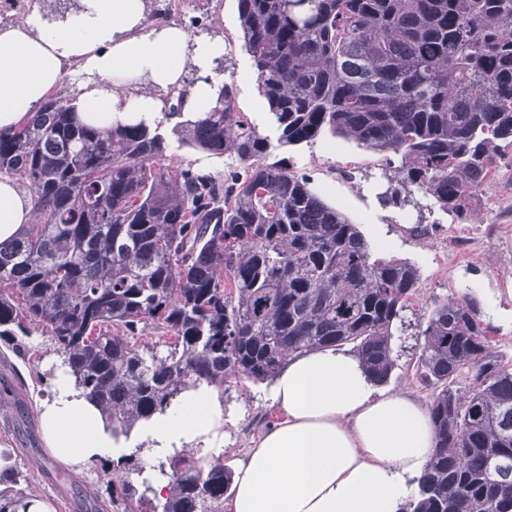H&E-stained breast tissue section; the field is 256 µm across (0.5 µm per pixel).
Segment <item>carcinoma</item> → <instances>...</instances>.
Here are the masks:
<instances>
[{
    "mask_svg": "<svg viewBox=\"0 0 512 512\" xmlns=\"http://www.w3.org/2000/svg\"><path fill=\"white\" fill-rule=\"evenodd\" d=\"M46 16L79 0H41ZM243 44L284 147L328 132L393 157L395 179L459 219L512 148V0H237ZM178 123L181 144L236 159L224 184L172 166L148 124L95 128L49 97L0 132V175L27 184L35 224L0 244V340L37 328L112 433L203 384L273 380L293 355L353 345L375 384L420 280L372 258L234 106ZM155 339L145 340V330ZM467 296L434 303L416 377L433 390L435 445L400 512H512V364ZM470 382L459 393L460 384ZM168 493L113 480L121 512H224L232 472L182 450L158 466ZM0 470V512L25 499Z\"/></svg>",
    "mask_w": 512,
    "mask_h": 512,
    "instance_id": "cac0c4a2",
    "label": "carcinoma"
}]
</instances>
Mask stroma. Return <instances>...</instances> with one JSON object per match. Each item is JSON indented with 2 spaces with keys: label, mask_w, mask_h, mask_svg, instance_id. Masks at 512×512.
<instances>
[{
  "label": "stroma",
  "mask_w": 512,
  "mask_h": 512,
  "mask_svg": "<svg viewBox=\"0 0 512 512\" xmlns=\"http://www.w3.org/2000/svg\"><path fill=\"white\" fill-rule=\"evenodd\" d=\"M169 20L184 25L192 35L223 38L224 77L235 84L236 110L267 138L271 160H286L322 200L358 224L373 256L404 259L418 268L419 288L403 313L405 325L395 339L396 367L388 388L408 391L429 403L431 389L415 376L419 325L436 301L449 297L477 301L483 319L494 329L495 351L512 361V152L489 175L467 218L478 229L475 239L467 248H459L452 237L457 219L429 208L422 191L401 193L396 206L385 203L391 168L384 154L328 134L307 144L280 146L279 131L258 92L255 68L243 47L237 0H179ZM170 153L182 168L219 180L227 171L225 157L175 140ZM340 164L356 168L357 182L337 179L335 169ZM26 343L32 349L28 356L0 342V385L13 389L8 402L0 404V448L10 449L12 459L18 461L26 476L21 484L26 494L46 500L52 512H86V503L103 494L112 464L101 461L76 472L50 453L39 426L38 404L50 393L49 371L58 357L41 331H32ZM265 389V384L241 381L225 391L224 411L236 421L221 452L225 467H234L269 424Z\"/></svg>",
  "instance_id": "35a3bbf8"
}]
</instances>
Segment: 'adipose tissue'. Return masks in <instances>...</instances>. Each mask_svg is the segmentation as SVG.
I'll return each mask as SVG.
<instances>
[{
    "mask_svg": "<svg viewBox=\"0 0 512 512\" xmlns=\"http://www.w3.org/2000/svg\"><path fill=\"white\" fill-rule=\"evenodd\" d=\"M60 19L33 12L21 25L0 27V130L22 124L66 74H89L77 116L112 126L162 118L161 93L197 78L181 109L193 120L217 104V66L224 42L194 37L180 26H148L144 0H80ZM33 222L32 201L0 179V243ZM275 422L240 460L225 512H397L434 448L428 408L404 391L379 393L358 358L333 348L292 358L267 395ZM42 435L63 465L83 470L145 445L152 457L224 446V404L205 385L184 391L165 413L114 437L101 411L78 389L68 367H57L52 394L39 403Z\"/></svg>",
    "mask_w": 512,
    "mask_h": 512,
    "instance_id": "adipose-tissue-1",
    "label": "adipose tissue"
}]
</instances>
